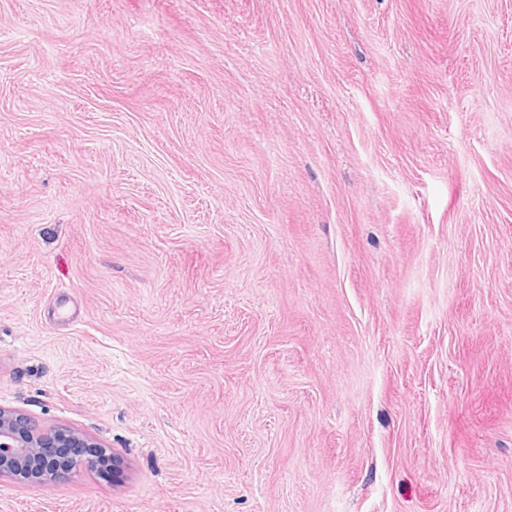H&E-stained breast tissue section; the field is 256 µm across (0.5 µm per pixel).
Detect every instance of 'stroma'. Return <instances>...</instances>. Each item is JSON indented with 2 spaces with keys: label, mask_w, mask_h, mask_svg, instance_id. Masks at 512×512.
<instances>
[{
  "label": "stroma",
  "mask_w": 512,
  "mask_h": 512,
  "mask_svg": "<svg viewBox=\"0 0 512 512\" xmlns=\"http://www.w3.org/2000/svg\"><path fill=\"white\" fill-rule=\"evenodd\" d=\"M0 408L119 462L0 512H512V0H0Z\"/></svg>",
  "instance_id": "35a3bbf8"
}]
</instances>
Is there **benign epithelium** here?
Returning <instances> with one entry per match:
<instances>
[{
  "mask_svg": "<svg viewBox=\"0 0 512 512\" xmlns=\"http://www.w3.org/2000/svg\"><path fill=\"white\" fill-rule=\"evenodd\" d=\"M107 449L67 430L40 432L23 415L0 410V476L29 479L30 464L38 459L42 472L36 481L48 483L83 464L99 467Z\"/></svg>",
  "mask_w": 512,
  "mask_h": 512,
  "instance_id": "obj_1",
  "label": "benign epithelium"
}]
</instances>
